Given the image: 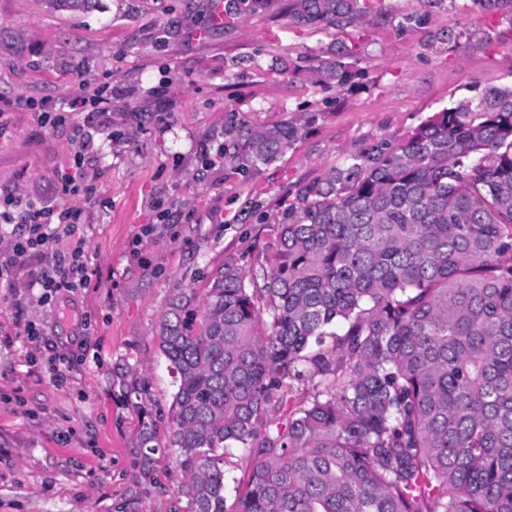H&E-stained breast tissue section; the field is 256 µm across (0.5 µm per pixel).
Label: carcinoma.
Masks as SVG:
<instances>
[{"label":"carcinoma","mask_w":512,"mask_h":512,"mask_svg":"<svg viewBox=\"0 0 512 512\" xmlns=\"http://www.w3.org/2000/svg\"><path fill=\"white\" fill-rule=\"evenodd\" d=\"M280 2L304 27L378 11L376 0ZM422 4L398 27L442 9L506 13L497 45L512 50V0ZM272 5L224 0V27ZM465 34L431 30L423 49ZM359 64L357 44L340 40L283 71L340 91L361 85ZM300 131L233 119L224 166L270 163ZM291 195L260 270L226 263L199 319L187 296L163 315L168 452L188 512H512V86L461 98ZM140 445L153 468L151 428Z\"/></svg>","instance_id":"cac0c4a2"}]
</instances>
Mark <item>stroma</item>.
Listing matches in <instances>:
<instances>
[{
  "label": "stroma",
  "instance_id": "obj_1",
  "mask_svg": "<svg viewBox=\"0 0 512 512\" xmlns=\"http://www.w3.org/2000/svg\"><path fill=\"white\" fill-rule=\"evenodd\" d=\"M215 0H98L89 11L46 0H0V212L6 190L77 209L56 246L83 247L87 288L40 302L0 284V512H185L176 467L145 472L143 424L158 443L172 428L176 391L160 350L170 303L200 308L225 263L258 268L272 250L295 185L380 141L403 140L454 100L512 85L505 22L434 13L397 30L421 0H383L382 12L342 29L297 27L269 12L232 29ZM466 30L459 48L422 54L428 29ZM359 46L366 89L347 92L281 73L315 65L336 40ZM111 94L103 112H71L80 90ZM49 98L63 122L15 108ZM254 125L298 121L299 140L252 169L224 165L229 116ZM92 188L65 193V180ZM37 335H29V327ZM67 357L63 381L51 363ZM142 388L136 399L134 388Z\"/></svg>",
  "mask_w": 512,
  "mask_h": 512
}]
</instances>
